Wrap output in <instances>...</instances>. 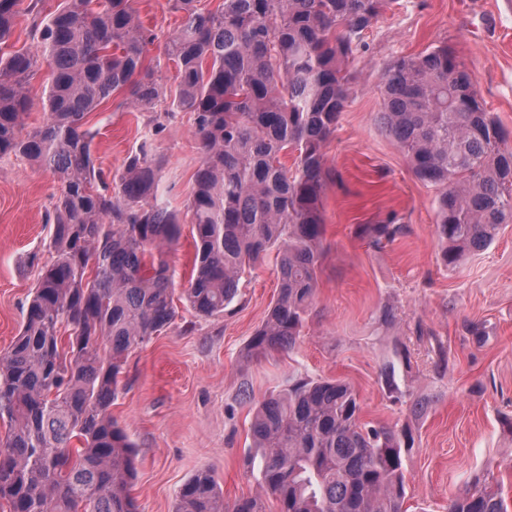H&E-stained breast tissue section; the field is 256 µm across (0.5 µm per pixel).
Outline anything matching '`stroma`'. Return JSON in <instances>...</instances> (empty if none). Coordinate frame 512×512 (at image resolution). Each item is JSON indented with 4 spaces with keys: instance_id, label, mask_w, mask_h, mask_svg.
Segmentation results:
<instances>
[{
    "instance_id": "stroma-1",
    "label": "stroma",
    "mask_w": 512,
    "mask_h": 512,
    "mask_svg": "<svg viewBox=\"0 0 512 512\" xmlns=\"http://www.w3.org/2000/svg\"><path fill=\"white\" fill-rule=\"evenodd\" d=\"M155 35L146 53L168 95L175 64L164 55L181 15L168 0H135ZM454 48L472 73L486 108L512 146V0H399L373 22L353 63L354 80L336 130L323 152L331 172L323 192L325 236L313 312L295 349L251 363L244 348L277 295L274 255L247 269L239 296L224 314L198 316L182 293L194 259L187 204L202 151L191 114L123 108L122 94L87 117L95 131L97 167L116 173L143 139L165 159L164 198L181 218V235L167 250L175 269V317L158 336L131 352L112 415L136 447L131 491L139 512H173L182 485L212 470L225 503L260 491L247 469L252 439L248 398L286 389L290 378L340 379L357 391L362 418L408 427L414 445L404 457L408 512H444L448 498L475 475L498 483L512 504V224L484 251L444 266L435 233L437 186L418 179L399 145L378 121L383 98L377 73L387 63L440 45ZM59 191L54 173L12 155L0 158V353L17 336L38 270L31 253H45V214ZM396 217L405 231L370 246L358 227ZM397 316L381 322L385 308ZM485 328L470 335L469 324ZM410 367L390 397L380 369L396 343ZM448 369L436 372L437 349ZM429 399L425 413L410 409Z\"/></svg>"
}]
</instances>
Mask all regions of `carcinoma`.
<instances>
[{"label": "carcinoma", "mask_w": 512, "mask_h": 512, "mask_svg": "<svg viewBox=\"0 0 512 512\" xmlns=\"http://www.w3.org/2000/svg\"><path fill=\"white\" fill-rule=\"evenodd\" d=\"M0 0V45L30 19L36 50L0 52V156L53 169L60 183L24 321L0 356V501L10 512H138L130 487L136 452L112 417L129 352L174 316L175 271L163 247L179 214L159 195L164 159L149 140L107 181L95 167L87 115L120 91V106L150 109L165 94L144 65L153 35L134 0ZM183 13L165 54L178 70L168 111L190 112L203 156L189 209L194 269L185 300L212 317L239 295L241 273L277 247L278 294L245 347L250 361L292 350L312 312L325 234L323 147L349 94L348 65L363 33L397 0H171ZM52 65L42 125L27 129L26 86ZM381 128L413 174L439 188L436 236L445 266L486 249L512 224V147L487 111L464 60L446 45L379 71ZM297 152L294 168L280 160ZM404 226L364 224L373 246ZM403 347L381 369L403 395ZM251 436L261 494L224 505L212 471L179 490L174 512H407L409 429L362 421L356 390L341 380L295 378L254 404ZM447 512H509L485 476L448 498Z\"/></svg>", "instance_id": "carcinoma-1"}]
</instances>
